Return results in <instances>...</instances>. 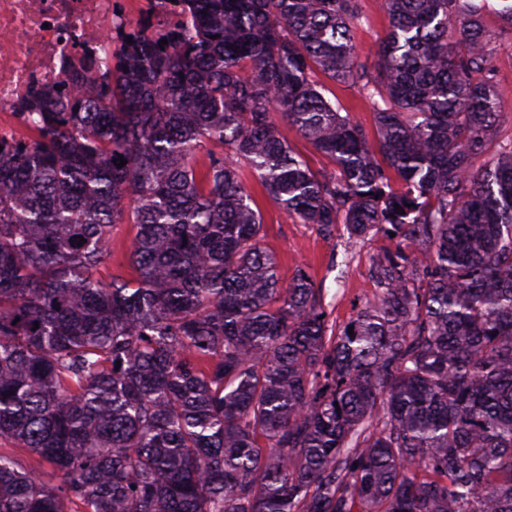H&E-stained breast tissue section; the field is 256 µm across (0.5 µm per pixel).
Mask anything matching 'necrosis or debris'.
Masks as SVG:
<instances>
[{
  "instance_id": "1",
  "label": "necrosis or debris",
  "mask_w": 512,
  "mask_h": 512,
  "mask_svg": "<svg viewBox=\"0 0 512 512\" xmlns=\"http://www.w3.org/2000/svg\"><path fill=\"white\" fill-rule=\"evenodd\" d=\"M186 25L180 0H0V138L28 135L22 112L87 61L107 67L119 33Z\"/></svg>"
}]
</instances>
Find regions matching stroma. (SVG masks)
<instances>
[{"instance_id":"stroma-1","label":"stroma","mask_w":512,"mask_h":512,"mask_svg":"<svg viewBox=\"0 0 512 512\" xmlns=\"http://www.w3.org/2000/svg\"><path fill=\"white\" fill-rule=\"evenodd\" d=\"M361 4L366 19L355 34L357 57L371 67L377 61L389 18L382 0H361ZM485 22L495 34L490 67L501 103L500 122L486 151L491 157L498 144L512 140V26L493 13L486 14ZM315 80L323 86L325 97L339 103L353 123L367 135H375L374 110L356 87L332 82L320 73ZM251 192L264 217L261 245L275 256L281 280L289 281L297 267H304L316 287L323 290L330 322L334 327H344L373 300L376 289L368 268L375 257L394 247V240L380 234L352 241L341 224L335 235H325L317 225L296 222L259 186H252Z\"/></svg>"}]
</instances>
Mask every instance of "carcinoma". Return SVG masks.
<instances>
[{
    "instance_id": "1",
    "label": "carcinoma",
    "mask_w": 512,
    "mask_h": 512,
    "mask_svg": "<svg viewBox=\"0 0 512 512\" xmlns=\"http://www.w3.org/2000/svg\"><path fill=\"white\" fill-rule=\"evenodd\" d=\"M182 2L187 33L132 35L0 141V512H512V142L484 159L512 0H383L373 71L361 0ZM246 172L328 236L395 233L349 324L280 283ZM366 21L355 34L358 62L373 67L377 61L379 44L386 34L389 18L382 0H361ZM313 79L323 86L326 98L333 104L338 101L342 112H348L352 122L357 124L369 138L374 137L376 133L374 110L370 102L359 93L356 87L332 82L321 73L314 75ZM279 132L288 141L291 148L302 155L312 168L330 170L333 165L323 155L319 154L313 146L291 129L278 115H274ZM134 230L131 224H117L112 231V263L103 269L102 274L129 276L128 250Z\"/></svg>"
}]
</instances>
